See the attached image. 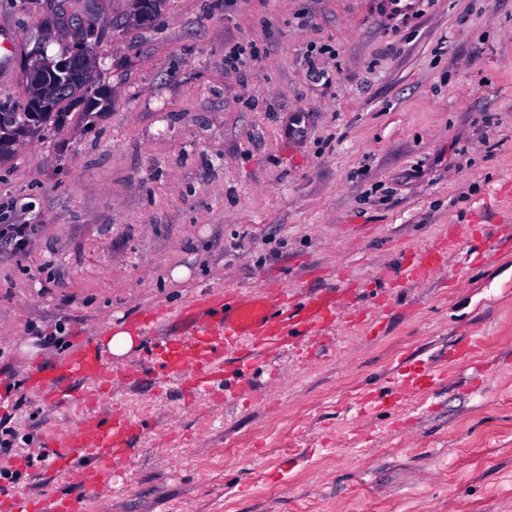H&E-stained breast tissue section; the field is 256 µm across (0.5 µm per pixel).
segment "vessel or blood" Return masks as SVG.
<instances>
[{"label":"vessel or blood","mask_w":512,"mask_h":512,"mask_svg":"<svg viewBox=\"0 0 512 512\" xmlns=\"http://www.w3.org/2000/svg\"><path fill=\"white\" fill-rule=\"evenodd\" d=\"M447 251L444 241L419 251L404 270L405 281L441 272ZM348 292L341 280L335 288L308 295L288 292L270 280L257 292H228L210 305L195 302L177 312L154 310L137 322L147 370L159 382L183 383L189 397L211 396L229 374L248 372L255 359L274 357L320 338L334 323L338 303ZM171 318L180 323V330L157 340L158 329ZM443 374L435 366L400 365L391 372V384L398 393L424 396L441 384ZM129 376L128 370L108 360L91 336L79 337L57 366L32 364L29 386L41 391L51 405L79 410L82 416L53 442L41 494H1L0 512H88L90 492L111 483L137 435L135 425L118 410L97 407ZM67 472L75 474V481L64 480Z\"/></svg>","instance_id":"obj_1"}]
</instances>
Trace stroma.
Segmentation results:
<instances>
[{
  "mask_svg": "<svg viewBox=\"0 0 512 512\" xmlns=\"http://www.w3.org/2000/svg\"><path fill=\"white\" fill-rule=\"evenodd\" d=\"M59 3L108 26L112 107L0 160V225L32 227L24 252L0 245V419L26 440L0 454L18 474L0 492L39 490L26 456L77 423L31 362L159 307L340 273L375 316L344 301L227 397L119 385L138 435L90 512H512V252L494 244L512 225V0H431L401 24L388 0H166L149 28L126 24L131 0H0V101L26 102L28 55L61 52L41 29ZM251 42L267 55L226 72ZM311 43L335 50L332 83L307 77ZM447 237L445 272L380 289ZM466 338L446 386L384 404L394 366Z\"/></svg>",
  "mask_w": 512,
  "mask_h": 512,
  "instance_id": "obj_1",
  "label": "stroma"
}]
</instances>
